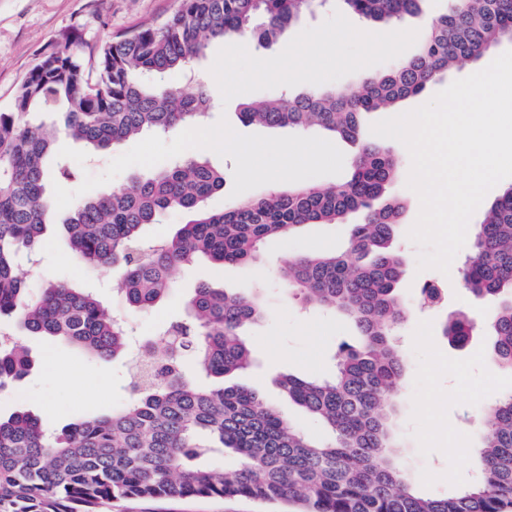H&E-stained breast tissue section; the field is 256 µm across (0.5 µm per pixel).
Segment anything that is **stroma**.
<instances>
[{"mask_svg":"<svg viewBox=\"0 0 512 512\" xmlns=\"http://www.w3.org/2000/svg\"><path fill=\"white\" fill-rule=\"evenodd\" d=\"M180 0H0V111H8L16 90L28 71L46 54L68 49L88 55L113 37L158 25L179 7ZM406 37L396 47L386 45L388 29L370 26L345 12L339 0L297 22L287 37L267 49L248 42L233 46L216 41L196 69L211 80L218 107L206 121L202 137L178 129L164 136L145 134L107 151L101 161L88 159L79 144L66 146L68 161L78 169L73 181L50 180L49 191L56 223L40 248L31 293L49 282L78 280L95 289L107 308L126 313L122 282L116 272H98L77 263L70 253L58 221L73 204L107 186L131 184L144 172L161 169L179 157L204 156L224 172V189L208 205L222 211L239 200L265 194L291 184H328L342 180L349 171L348 146L317 131L296 133L241 124L235 109L239 102L260 99L290 88L352 83L365 70H381L390 62L413 54L422 34L414 21L403 25ZM332 34L321 54H312L311 39ZM512 49L502 42L481 59L464 64L452 77L433 84L422 96L400 105L408 112L429 102L452 80L486 68L499 54ZM278 63L281 77L261 76L263 63ZM302 142L310 153H299L282 162L277 144ZM400 162L392 193L406 203L396 245L403 255L405 275L400 291L408 315L398 332L407 365L399 398L397 425L404 441L402 461L427 496L450 495L476 478L470 453L481 437L480 414L491 400L512 393V375L492 359V341L476 334L463 346L451 345L442 325L454 310L470 311L476 325H483L491 302H479L462 285L461 262L453 260L449 273L418 270V246L407 233L415 223L420 201L407 186L411 160L398 141L385 139ZM252 151V175H244L241 147ZM348 224H312L302 234L266 241L257 261L247 265H219L200 259L179 267L172 295L150 311L130 316L135 341L147 342L161 326L180 320L194 288L208 283L247 294L262 290L268 303L264 320L250 329L247 341L257 364L241 381L264 400L281 407L290 420L312 437L325 435L322 425L283 397L275 383L278 375L314 376L328 368V358L345 342H353V324L336 314L305 307L287 294L276 277L280 267L296 255L341 247ZM435 284L442 290L433 305H420L422 288ZM35 366L14 390L0 394V414L28 410L49 426L60 427L81 416L105 411L130 397L126 360L102 362L46 336L24 339ZM107 512H271L270 505L245 498H186L164 503L117 502Z\"/></svg>","mask_w":512,"mask_h":512,"instance_id":"35a3bbf8","label":"stroma"}]
</instances>
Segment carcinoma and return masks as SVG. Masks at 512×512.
Listing matches in <instances>:
<instances>
[{
  "mask_svg": "<svg viewBox=\"0 0 512 512\" xmlns=\"http://www.w3.org/2000/svg\"><path fill=\"white\" fill-rule=\"evenodd\" d=\"M329 0H180L163 24L120 35L90 53L45 55L0 112V318L49 336L101 361L127 355V333L94 292L50 283L34 297L17 272L33 260L54 216L47 198L48 165L57 177L75 172L57 149L65 137L99 154L144 133L165 135L205 123L216 96L208 81L190 93L169 82L209 45L280 41L298 20ZM359 19L393 25L423 21L414 53L364 74L351 86H318L244 101V125L320 130L353 150L348 175L330 185L290 186L240 201L221 213L207 200L224 190V172L201 157L178 159L130 187L79 200L63 222L75 258L121 272L123 298L148 311L174 288L172 273L199 258L246 264L271 237L350 216L343 247L305 253L278 270L285 290L351 321L356 344L332 356L330 377L283 374L280 391L328 432L315 439L270 402L235 383L254 358L246 331L267 315L264 296H241L201 284L186 302L187 318L164 327L133 360L131 397L99 416L50 430L26 411L0 416V512H101L125 499L246 497L297 503L300 512H512V394L490 403L477 448L479 479L453 495L420 494L401 461L393 421L405 363L396 342L407 308L399 291L404 260L394 246L403 211L390 188L398 177L391 152L366 137L367 115L396 108L505 40L512 42V0H448L436 15L426 0H341ZM63 123L30 127L32 113ZM188 216L154 243L145 229L170 211ZM463 287L493 303L485 331L497 363L512 374V186L474 225L462 265ZM473 322L461 310L443 334L464 345ZM193 354L199 379L182 372ZM15 341L0 343V392L33 369ZM232 459L218 466L211 456Z\"/></svg>",
  "mask_w": 512,
  "mask_h": 512,
  "instance_id": "cac0c4a2",
  "label": "carcinoma"
}]
</instances>
